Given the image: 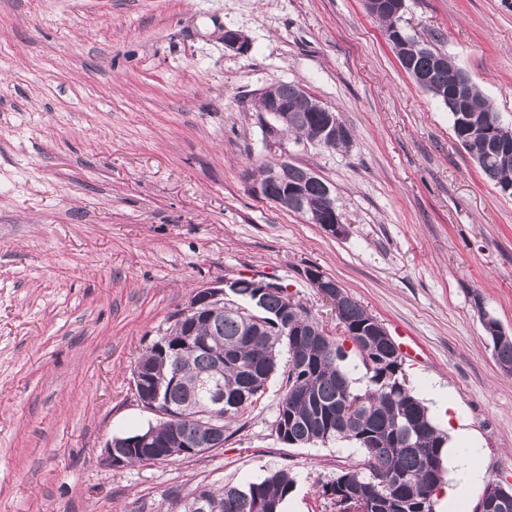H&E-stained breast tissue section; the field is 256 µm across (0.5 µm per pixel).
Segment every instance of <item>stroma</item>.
<instances>
[{"mask_svg":"<svg viewBox=\"0 0 512 512\" xmlns=\"http://www.w3.org/2000/svg\"><path fill=\"white\" fill-rule=\"evenodd\" d=\"M401 27L512 127V0H406ZM281 82L334 108L351 146L263 140L258 95ZM452 125L363 0H0V512H180L174 491L281 468L294 512H335L323 486L361 457L282 443L278 376L221 448L103 461L155 423L132 369L192 292L274 280L342 337L310 265L415 348L418 397L449 390L488 479L512 486V376L484 329L512 336V196ZM283 153L333 186L346 235L252 192Z\"/></svg>","mask_w":512,"mask_h":512,"instance_id":"1","label":"stroma"}]
</instances>
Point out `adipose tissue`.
Returning <instances> with one entry per match:
<instances>
[{"mask_svg": "<svg viewBox=\"0 0 512 512\" xmlns=\"http://www.w3.org/2000/svg\"><path fill=\"white\" fill-rule=\"evenodd\" d=\"M443 420L448 429L445 454L453 481L439 486L433 500L438 512H460L465 487L479 484L484 480L485 472L475 454L474 437L464 428L458 415L448 413Z\"/></svg>", "mask_w": 512, "mask_h": 512, "instance_id": "adipose-tissue-1", "label": "adipose tissue"}]
</instances>
